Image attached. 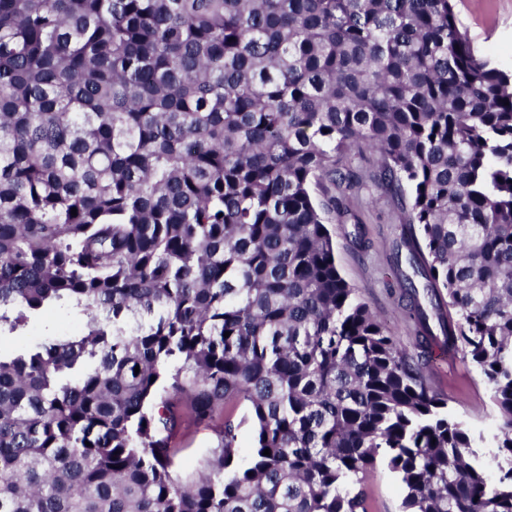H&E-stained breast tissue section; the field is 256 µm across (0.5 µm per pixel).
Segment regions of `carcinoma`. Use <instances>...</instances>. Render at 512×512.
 I'll return each mask as SVG.
<instances>
[{
	"instance_id": "obj_1",
	"label": "carcinoma",
	"mask_w": 512,
	"mask_h": 512,
	"mask_svg": "<svg viewBox=\"0 0 512 512\" xmlns=\"http://www.w3.org/2000/svg\"><path fill=\"white\" fill-rule=\"evenodd\" d=\"M367 151L493 480L336 263ZM380 460L400 512H512V73L453 0H0V512H372ZM78 328L79 322L74 314L58 309L53 311L47 319L33 321L26 334L29 341L35 342L48 334L49 330L60 334H71L77 332ZM434 389L448 397V411L466 423L478 440L476 450L480 463L492 478L497 475L493 436L498 425V413L490 401L486 383L480 372L461 353L448 358L440 345L433 346L427 359ZM178 442L183 448L179 460L184 470L190 472L199 466L212 448L216 447L218 438L213 428L195 425L189 427Z\"/></svg>"
}]
</instances>
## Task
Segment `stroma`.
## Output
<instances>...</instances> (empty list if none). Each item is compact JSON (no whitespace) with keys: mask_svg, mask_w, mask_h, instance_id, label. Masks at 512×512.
I'll list each match as a JSON object with an SVG mask.
<instances>
[{"mask_svg":"<svg viewBox=\"0 0 512 512\" xmlns=\"http://www.w3.org/2000/svg\"><path fill=\"white\" fill-rule=\"evenodd\" d=\"M455 13L467 30L475 51L498 68L512 71V0H454ZM355 221L336 225V262L344 278L358 288L363 299L383 320L400 347L417 353L415 324L406 319L396 292L400 283L393 274L391 246L407 232L389 192L373 181H364L351 204ZM434 389L448 398V410L471 429L478 440L480 463L496 474L493 437L498 413L480 372L461 354L450 355L433 346L427 359ZM179 460L185 471L197 468L218 443L213 428L189 427L180 437ZM377 512H398L402 488L386 466H378L368 480Z\"/></svg>","mask_w":512,"mask_h":512,"instance_id":"1","label":"stroma"}]
</instances>
